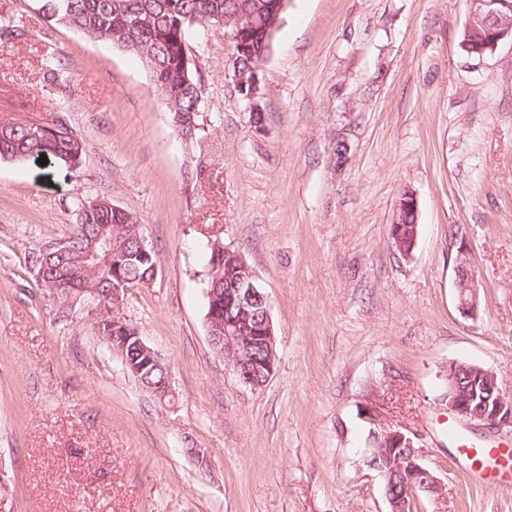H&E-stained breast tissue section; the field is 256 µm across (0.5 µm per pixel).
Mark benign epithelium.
Listing matches in <instances>:
<instances>
[{"mask_svg": "<svg viewBox=\"0 0 512 512\" xmlns=\"http://www.w3.org/2000/svg\"><path fill=\"white\" fill-rule=\"evenodd\" d=\"M469 21L482 18L492 19L502 10H512V0H468ZM512 40V27L484 24L465 32L462 47L470 55L482 59L493 53L504 40ZM418 209L417 198L407 190L398 202L396 217L390 225L391 239L400 248L405 247L409 237L405 214ZM104 252L112 257V276L117 284L112 288V296L119 297L128 291L120 278V266L124 260L123 249L115 246V241L98 238ZM456 288L459 309L465 315L474 312L477 305L475 276L469 269L468 251L460 247L456 257ZM212 332L211 345L233 368L241 382L256 390L260 385L254 381L253 362L250 361L254 345L273 348L276 343L270 306L267 295L258 282L253 269L244 261L236 263L235 276L224 296L211 295V308L207 317ZM112 330V352L124 353L129 343H134L140 351L143 362L135 367L140 373L147 368L159 370L162 377L158 385L150 391L163 398L171 392L170 376L161 357L131 328L119 320L109 325ZM446 392L443 402L448 405V415L470 423L490 427L512 424V398L503 394L496 373L472 363L450 362L446 368ZM377 447L370 449L372 456L367 459L370 467L383 470V465L393 466V471L405 479L409 499L392 496L385 491L390 512H410L413 498L425 492L435 501L444 500L442 481L430 470L422 459L421 446L417 434L396 427L378 426L374 430Z\"/></svg>", "mask_w": 512, "mask_h": 512, "instance_id": "obj_1", "label": "benign epithelium"}]
</instances>
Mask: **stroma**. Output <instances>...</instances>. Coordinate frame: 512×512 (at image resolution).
<instances>
[{"instance_id": "35a3bbf8", "label": "stroma", "mask_w": 512, "mask_h": 512, "mask_svg": "<svg viewBox=\"0 0 512 512\" xmlns=\"http://www.w3.org/2000/svg\"><path fill=\"white\" fill-rule=\"evenodd\" d=\"M24 37L0 43V114L65 107L74 170L0 161V474L12 512H390L364 462L373 422L421 433L443 482L413 512H512V476L474 481L457 444L512 427L449 424L448 362L512 395V43L467 58V0H289L258 73L254 128L224 28L194 29L199 139L176 133L139 60L0 0ZM65 63L66 85L43 64ZM418 201L410 257L390 226ZM134 212L159 256L121 310L168 366L156 398L100 341V309L37 281L78 205ZM240 251L268 296L277 359L254 390L205 326L206 237ZM467 248L478 306L458 308ZM201 449L195 457L193 449ZM411 209H415L417 211L418 209V202L417 198L414 195V193L410 190L404 191L401 195V198L398 202V208L396 211V217L390 226V235L392 241H396V245L400 248H402L400 253L404 256H411L412 253L409 254L410 251L406 252L404 250L405 242L407 241V238L409 237V232L407 229V225L416 224V233L418 235V224L416 223L417 220V213L410 212L406 215L405 220V214L409 212Z\"/></svg>"}]
</instances>
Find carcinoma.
Wrapping results in <instances>:
<instances>
[{"label": "carcinoma", "mask_w": 512, "mask_h": 512, "mask_svg": "<svg viewBox=\"0 0 512 512\" xmlns=\"http://www.w3.org/2000/svg\"><path fill=\"white\" fill-rule=\"evenodd\" d=\"M49 18L91 42L106 41L135 56L152 72L172 124L181 138L198 134L201 84L188 44L192 28L223 23L233 43V73L248 77L271 51L273 37L288 3L279 0H44ZM22 18L0 14V40L23 35ZM43 126L39 136L34 126ZM83 137L70 124L66 111L0 114V160L36 162L41 156L67 167L79 166L85 155ZM115 240L127 256L121 276L130 287L152 277L153 264L140 258L144 227L133 213L112 202L89 201L78 209V220L67 238L68 251L45 248L34 260L37 279L59 298L87 297L108 311L116 308L112 266H92L83 255L99 236ZM205 293H224L234 270L224 258V243L206 238Z\"/></svg>", "instance_id": "1"}]
</instances>
